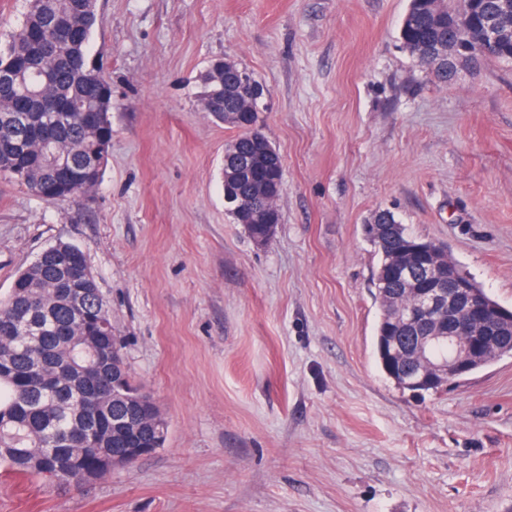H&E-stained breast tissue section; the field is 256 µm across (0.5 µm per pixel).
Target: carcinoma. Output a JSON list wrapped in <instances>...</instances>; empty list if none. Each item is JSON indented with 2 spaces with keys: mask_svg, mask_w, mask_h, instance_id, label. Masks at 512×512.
<instances>
[{
  "mask_svg": "<svg viewBox=\"0 0 512 512\" xmlns=\"http://www.w3.org/2000/svg\"><path fill=\"white\" fill-rule=\"evenodd\" d=\"M500 0H409L399 39L423 66L448 82V67L426 57L429 46L478 41L483 25L499 15ZM96 20L92 0H30L20 27L11 35L0 65L15 72L0 83V140L18 145L0 152V176L34 195L74 198L91 189L82 181L55 182L49 159L82 167L88 155L112 142V90L92 76L89 46ZM211 65L204 78V110L237 130L224 152L233 161L259 156L268 138L260 128L259 99L241 84L238 65L221 76ZM77 103L80 112H52V102ZM281 158H265L246 168L232 188L251 213L242 218L251 239L267 235L273 203L260 186L275 179ZM400 239L389 247L372 242L380 255L374 296L407 304L405 284L382 271L419 238L399 225ZM83 251L57 243V253H40L18 272L0 297V464L30 478L60 485L80 482L84 471L126 448H157L166 440L164 416L141 415L130 406L140 388L125 369L116 371L107 349L112 324L95 278L79 279ZM376 360L388 376L404 364L400 352L412 345L391 317L380 314L375 327Z\"/></svg>",
  "mask_w": 512,
  "mask_h": 512,
  "instance_id": "1",
  "label": "carcinoma"
}]
</instances>
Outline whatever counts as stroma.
I'll list each match as a JSON object with an SVG mask.
<instances>
[{
  "instance_id": "1",
  "label": "stroma",
  "mask_w": 512,
  "mask_h": 512,
  "mask_svg": "<svg viewBox=\"0 0 512 512\" xmlns=\"http://www.w3.org/2000/svg\"><path fill=\"white\" fill-rule=\"evenodd\" d=\"M408 5L97 0L101 179L50 205L0 178V296L79 247L168 433L82 484L0 467V512H512V356L418 398L375 360L378 211L512 309V63L440 82L399 41ZM218 57L263 85L282 157L263 246L224 202L235 131L200 108Z\"/></svg>"
}]
</instances>
